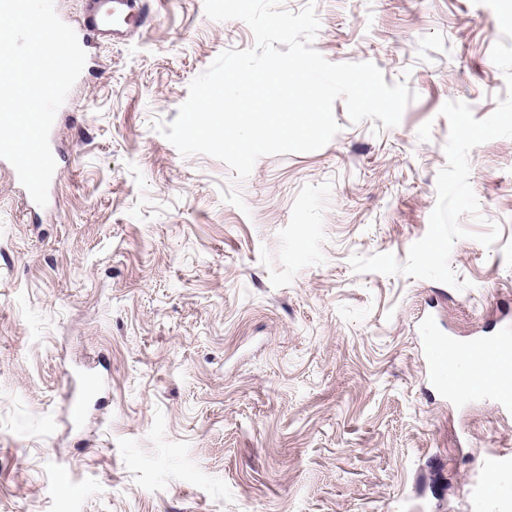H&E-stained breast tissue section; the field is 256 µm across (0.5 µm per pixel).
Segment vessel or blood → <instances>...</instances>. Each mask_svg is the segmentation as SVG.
I'll return each instance as SVG.
<instances>
[{
	"label": "vessel or blood",
	"instance_id": "vessel-or-blood-1",
	"mask_svg": "<svg viewBox=\"0 0 512 512\" xmlns=\"http://www.w3.org/2000/svg\"><path fill=\"white\" fill-rule=\"evenodd\" d=\"M83 15L76 29L80 45L90 37L122 39L129 26H144L147 21V0H83ZM451 347L454 354L473 360L492 356L496 363L494 394L500 410L512 411V335L481 337L469 342H447L445 338H429L427 350L438 351Z\"/></svg>",
	"mask_w": 512,
	"mask_h": 512
}]
</instances>
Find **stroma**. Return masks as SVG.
I'll return each instance as SVG.
<instances>
[{
    "label": "stroma",
    "mask_w": 512,
    "mask_h": 512,
    "mask_svg": "<svg viewBox=\"0 0 512 512\" xmlns=\"http://www.w3.org/2000/svg\"><path fill=\"white\" fill-rule=\"evenodd\" d=\"M314 47L375 63L418 98L393 128L340 126L322 149L264 156L237 181L182 156L173 121L190 82L242 21L204 0H150L123 41H97L55 136L66 154L30 215L0 170V512H499L512 412L437 391L420 329L512 326V138L469 154L492 248L458 240L470 288L356 273L405 260L447 164L444 103L488 117L505 97L501 32L473 0H317ZM101 384L73 414L68 393Z\"/></svg>",
    "instance_id": "35a3bbf8"
}]
</instances>
